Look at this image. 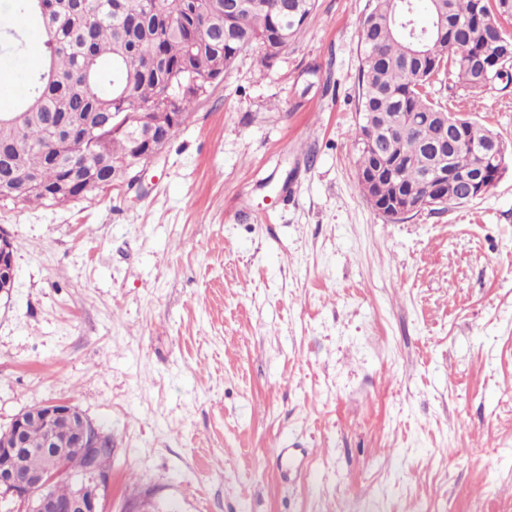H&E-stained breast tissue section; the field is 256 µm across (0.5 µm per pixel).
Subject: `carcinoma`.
<instances>
[{"label": "carcinoma", "mask_w": 512, "mask_h": 512, "mask_svg": "<svg viewBox=\"0 0 512 512\" xmlns=\"http://www.w3.org/2000/svg\"><path fill=\"white\" fill-rule=\"evenodd\" d=\"M243 15L229 18L224 0H14L0 16V32L21 40L18 21L36 26L44 53L24 82L9 113L0 116V182L36 178L57 184L75 164L95 169L97 154L131 164L147 148L139 126L150 120L180 128L196 104L209 95L212 78L259 47L271 64L305 31L316 0H247ZM419 0H367L360 19L362 39L358 83L357 178L378 209L413 187L418 195L436 187L440 195L464 200L460 175L479 169L493 183L499 165L491 146L497 133L459 116L435 101L433 78L446 72L456 83L477 91L495 80H512V37L503 25L512 21V0H426L429 18L445 17L418 61L405 59L395 22L416 18ZM131 121L120 134L112 126L124 114ZM112 116V125L96 131L92 149L80 151L79 138L66 140L88 115ZM461 122L448 130L460 138L457 148L437 140L446 120ZM17 469L41 470L53 451L38 419L20 436ZM112 449L90 460L79 448L64 457L68 471L93 465L111 468Z\"/></svg>", "instance_id": "cac0c4a2"}]
</instances>
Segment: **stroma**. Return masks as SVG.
Returning <instances> with one entry per match:
<instances>
[{
    "label": "stroma",
    "mask_w": 512,
    "mask_h": 512,
    "mask_svg": "<svg viewBox=\"0 0 512 512\" xmlns=\"http://www.w3.org/2000/svg\"><path fill=\"white\" fill-rule=\"evenodd\" d=\"M365 4L318 0L272 65L242 55L141 188L0 202V430L77 405L112 437L104 512H512V156L471 202L372 207ZM313 63L329 89L298 97ZM432 91L512 152V83ZM17 270L13 244L10 238L0 231V283H4V288H8L10 293L14 288Z\"/></svg>",
    "instance_id": "obj_1"
}]
</instances>
